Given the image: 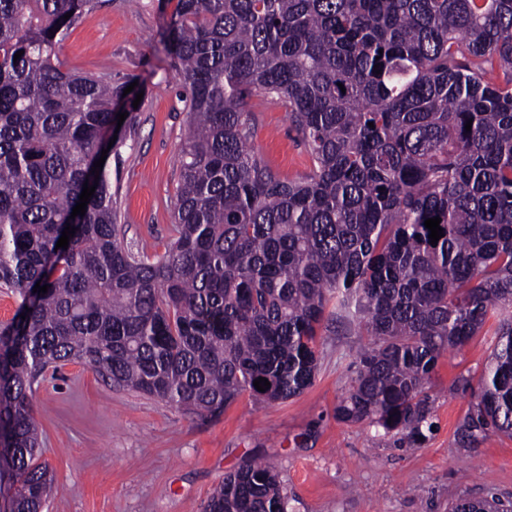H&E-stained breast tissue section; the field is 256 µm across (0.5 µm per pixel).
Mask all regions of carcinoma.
I'll use <instances>...</instances> for the list:
<instances>
[{
    "label": "carcinoma",
    "mask_w": 512,
    "mask_h": 512,
    "mask_svg": "<svg viewBox=\"0 0 512 512\" xmlns=\"http://www.w3.org/2000/svg\"><path fill=\"white\" fill-rule=\"evenodd\" d=\"M92 6L0 0V287L21 299L0 323L5 512H41L50 482L32 405L47 367L82 362L199 416L244 394L285 402L315 380L330 306L368 336L336 417L419 440L439 358L512 308V0H177L163 42L189 127L173 235L153 258L121 241L109 173H92L119 147L124 87L56 56ZM254 95L287 108L305 178L249 146ZM490 432L512 436V316L457 445ZM204 512H288V496L249 460Z\"/></svg>",
    "instance_id": "carcinoma-1"
}]
</instances>
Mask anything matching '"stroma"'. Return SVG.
<instances>
[{"mask_svg":"<svg viewBox=\"0 0 512 512\" xmlns=\"http://www.w3.org/2000/svg\"><path fill=\"white\" fill-rule=\"evenodd\" d=\"M177 0H95L59 45L66 69L136 85L140 104L121 125L110 155L112 197L124 244L163 253L171 238L188 116L162 35ZM250 143L282 177L305 178L313 162L279 101L254 96L245 106ZM495 323L440 358L428 385L433 431L422 443L369 423L338 421L367 338L355 324L329 319L320 330L312 386L276 403L240 397L215 417H199L113 386L79 362L34 385L42 462L54 475L43 512H202L211 489L243 462L271 463L288 512H448L458 498L493 493L512 501V436L491 433L461 451L455 432L472 400L460 379L479 385Z\"/></svg>","mask_w":512,"mask_h":512,"instance_id":"obj_1","label":"stroma"}]
</instances>
